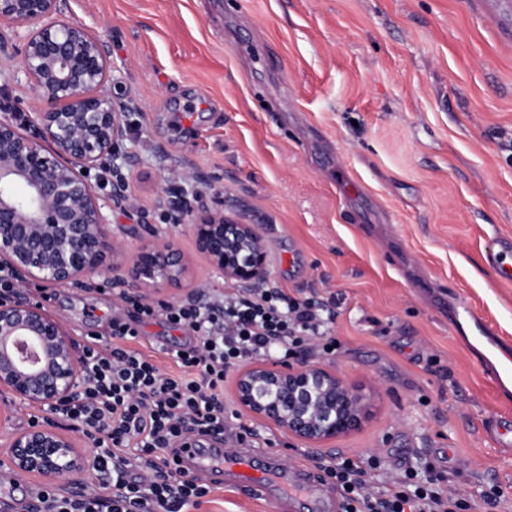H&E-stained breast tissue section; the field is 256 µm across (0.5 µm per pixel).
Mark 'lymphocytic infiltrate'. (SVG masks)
I'll use <instances>...</instances> for the list:
<instances>
[{
  "label": "lymphocytic infiltrate",
  "instance_id": "obj_1",
  "mask_svg": "<svg viewBox=\"0 0 512 512\" xmlns=\"http://www.w3.org/2000/svg\"><path fill=\"white\" fill-rule=\"evenodd\" d=\"M162 319L190 336L172 351L177 373L167 374L129 348L139 326ZM335 312L314 296L296 298L261 282L224 297L198 291L182 303L139 304L133 320L112 322L115 346L84 344V386L60 408L95 445L96 494L67 496L38 489L48 512H183L199 506L208 485L176 468L170 452L191 430L226 429L224 379L240 363L270 357L287 362L303 348L336 352ZM320 469L341 488L344 512H472L473 502L447 486L433 465L409 466L382 479V461L324 460Z\"/></svg>",
  "mask_w": 512,
  "mask_h": 512
}]
</instances>
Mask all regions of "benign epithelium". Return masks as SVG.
Segmentation results:
<instances>
[{
	"mask_svg": "<svg viewBox=\"0 0 512 512\" xmlns=\"http://www.w3.org/2000/svg\"><path fill=\"white\" fill-rule=\"evenodd\" d=\"M61 0H0V50L20 56V71L42 104L22 123L14 105L0 102V270L17 283L0 298V427L19 406L55 408L83 384L80 350L64 324L25 296L43 283L82 288L95 274L133 302L178 285L187 271L175 243L154 239L127 252L112 237L104 209L128 203L127 177L113 170L109 198L101 197L86 172L110 159L126 135L124 117L136 104L103 91L111 79L107 45L84 26L58 19ZM192 213L184 196H171L170 224ZM197 248L225 278L243 284L267 279L269 245L252 225L221 209L189 223ZM241 406L303 441L318 444L357 428L363 404L355 390L315 366L275 364L242 371L235 382ZM10 468L45 484H81L93 475L88 443L46 422L6 432Z\"/></svg>",
	"mask_w": 512,
	"mask_h": 512,
	"instance_id": "7a95c632",
	"label": "benign epithelium"
}]
</instances>
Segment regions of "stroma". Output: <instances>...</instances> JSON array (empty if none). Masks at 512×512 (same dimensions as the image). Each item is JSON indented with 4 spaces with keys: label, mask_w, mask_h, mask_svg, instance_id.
Returning <instances> with one entry per match:
<instances>
[{
    "label": "stroma",
    "mask_w": 512,
    "mask_h": 512,
    "mask_svg": "<svg viewBox=\"0 0 512 512\" xmlns=\"http://www.w3.org/2000/svg\"><path fill=\"white\" fill-rule=\"evenodd\" d=\"M62 20L104 41L133 98L126 204L107 208L128 248L176 241L187 277L170 303L231 280L212 271L186 225L164 218L173 173L200 204L252 224L270 279L335 305L336 352L298 356L362 397L358 428L308 445L224 404L289 464L427 453L468 497L497 487L512 512V382L479 363L482 328L512 342V283L488 263L512 238V0H63ZM48 311L76 342L111 344L131 305L92 277L49 287ZM184 333L143 324L135 349L163 370ZM193 512H275L218 488Z\"/></svg>",
    "instance_id": "35a3bbf8"
}]
</instances>
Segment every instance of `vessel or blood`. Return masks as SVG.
Wrapping results in <instances>:
<instances>
[{
  "instance_id": "b4317fda",
  "label": "vessel or blood",
  "mask_w": 512,
  "mask_h": 512,
  "mask_svg": "<svg viewBox=\"0 0 512 512\" xmlns=\"http://www.w3.org/2000/svg\"><path fill=\"white\" fill-rule=\"evenodd\" d=\"M182 469L212 486L231 485L246 496L273 500L289 512L297 497H305L319 512L322 474L306 465H286L270 452L243 448L227 451L220 439L203 446L185 440L179 450Z\"/></svg>"
}]
</instances>
